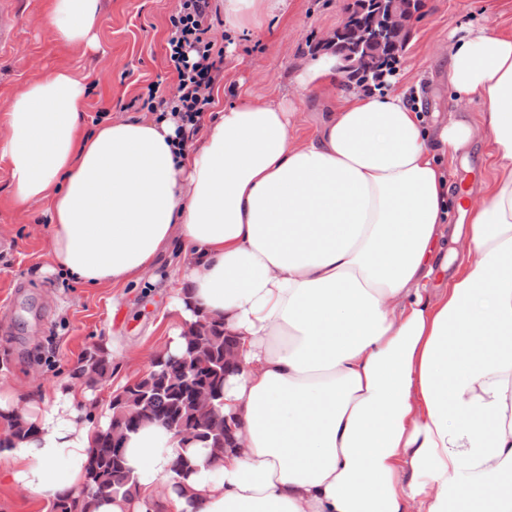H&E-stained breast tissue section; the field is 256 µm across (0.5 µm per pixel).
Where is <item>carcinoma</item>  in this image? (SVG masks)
Returning a JSON list of instances; mask_svg holds the SVG:
<instances>
[{
  "mask_svg": "<svg viewBox=\"0 0 512 512\" xmlns=\"http://www.w3.org/2000/svg\"><path fill=\"white\" fill-rule=\"evenodd\" d=\"M409 32H396L380 47L357 48L348 37L338 36L331 44L337 57L346 60V76L351 80L373 82L394 71L393 64L408 41ZM235 339L224 335V323L202 313L196 322L195 340L185 344L181 355L156 356L152 371L144 378L128 384L111 402L109 427L98 432L90 454L86 491L74 496L61 494L53 503V512H87L88 498L131 488L132 478L125 466L123 435L150 420L181 429L183 436L216 454L230 447L231 435L224 425H214L222 417L224 379L230 370L225 354L233 350ZM112 366V354L100 343L81 358L71 371V378L94 384ZM4 434L28 437L35 427L20 416L6 417Z\"/></svg>",
  "mask_w": 512,
  "mask_h": 512,
  "instance_id": "carcinoma-1",
  "label": "carcinoma"
}]
</instances>
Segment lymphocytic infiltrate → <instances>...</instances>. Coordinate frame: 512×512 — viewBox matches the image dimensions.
Masks as SVG:
<instances>
[{"instance_id": "obj_1", "label": "lymphocytic infiltrate", "mask_w": 512, "mask_h": 512, "mask_svg": "<svg viewBox=\"0 0 512 512\" xmlns=\"http://www.w3.org/2000/svg\"><path fill=\"white\" fill-rule=\"evenodd\" d=\"M170 16L166 45L175 75V87L163 95L158 85L148 87L142 105L154 113H171L180 123L176 133L187 140L196 133L204 112L213 103V88L221 73L224 49L211 36L212 0H178Z\"/></svg>"}]
</instances>
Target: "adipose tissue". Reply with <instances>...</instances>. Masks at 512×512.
Masks as SVG:
<instances>
[{
	"mask_svg": "<svg viewBox=\"0 0 512 512\" xmlns=\"http://www.w3.org/2000/svg\"><path fill=\"white\" fill-rule=\"evenodd\" d=\"M283 3L224 0V28L258 31ZM47 27L96 49L99 0H53ZM448 48L449 91L480 122L427 129L410 91L352 93L302 141L287 99L245 98L183 145L168 117L84 130L88 85L67 69L14 95L0 158L15 203L47 210L54 272L123 288L179 244L167 353L201 312L236 339L235 447L216 459L144 424L125 441L134 490L91 512H512V36L470 28ZM477 140L495 178L452 225L436 156ZM93 401L0 379V413L37 431L0 441L15 487L83 492L111 419L87 420ZM181 454L195 466L176 478Z\"/></svg>",
	"mask_w": 512,
	"mask_h": 512,
	"instance_id": "1",
	"label": "adipose tissue"
}]
</instances>
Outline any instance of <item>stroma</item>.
Wrapping results in <instances>:
<instances>
[{
  "label": "stroma",
  "instance_id": "stroma-1",
  "mask_svg": "<svg viewBox=\"0 0 512 512\" xmlns=\"http://www.w3.org/2000/svg\"><path fill=\"white\" fill-rule=\"evenodd\" d=\"M19 18L14 47L0 54V108L29 80L56 68L85 77L89 96L84 126L95 129L98 111L108 119L128 117L127 103L153 82L173 85L165 37L177 0H101L100 47L83 51L50 37L43 21L52 0H8ZM350 0H285V8L267 18L261 31L232 37L223 19L212 35L224 45L222 102L245 94L255 100H294L299 138L313 137L341 88L312 87L296 96L294 74L310 61V47L340 26ZM472 24L512 33V0H421L411 37L386 77L391 91L420 86L421 107L429 125L447 119L450 110L446 61L436 59V43ZM485 143L465 149L466 163L449 164L455 189L479 190L493 168ZM49 217L44 207L20 210L11 201L10 174L0 159V378L34 393L69 377L84 351L105 341L118 343L122 358L96 386L97 401L107 404L115 384L145 376L163 351L174 318L164 307L172 280L185 257L169 250L149 278L124 288H80L52 273L48 250Z\"/></svg>",
  "mask_w": 512,
  "mask_h": 512
}]
</instances>
